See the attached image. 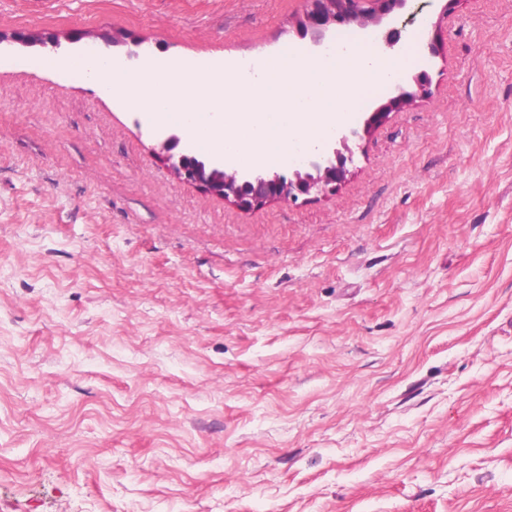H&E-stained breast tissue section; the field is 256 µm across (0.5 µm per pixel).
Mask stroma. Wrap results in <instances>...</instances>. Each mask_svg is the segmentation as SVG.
Masks as SVG:
<instances>
[{
  "label": "stroma",
  "mask_w": 512,
  "mask_h": 512,
  "mask_svg": "<svg viewBox=\"0 0 512 512\" xmlns=\"http://www.w3.org/2000/svg\"><path fill=\"white\" fill-rule=\"evenodd\" d=\"M304 10L0 0V512H512V0L385 17L429 93L306 201L179 179L77 65L301 50Z\"/></svg>",
  "instance_id": "1"
}]
</instances>
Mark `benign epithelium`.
I'll use <instances>...</instances> for the list:
<instances>
[{"instance_id": "obj_1", "label": "benign epithelium", "mask_w": 512, "mask_h": 512, "mask_svg": "<svg viewBox=\"0 0 512 512\" xmlns=\"http://www.w3.org/2000/svg\"><path fill=\"white\" fill-rule=\"evenodd\" d=\"M304 24L316 35L336 24L355 23L362 28L378 25L384 16L403 4V0H305ZM23 44L40 45L51 51L61 47V36L29 33L19 37ZM416 90L396 84L398 94L391 103H408L428 92L427 83L415 81ZM387 115L381 108L363 123L362 129L342 128L329 136L322 147L311 151L317 161L311 170L295 168L285 175L277 171L247 174L232 163L212 157L200 160L192 156L193 142L176 133H158L160 157L181 180L198 185L211 194L231 200L243 208L261 206L273 200L297 201L301 196L328 194L347 175V164L353 162L349 146L352 137L367 134Z\"/></svg>"}]
</instances>
